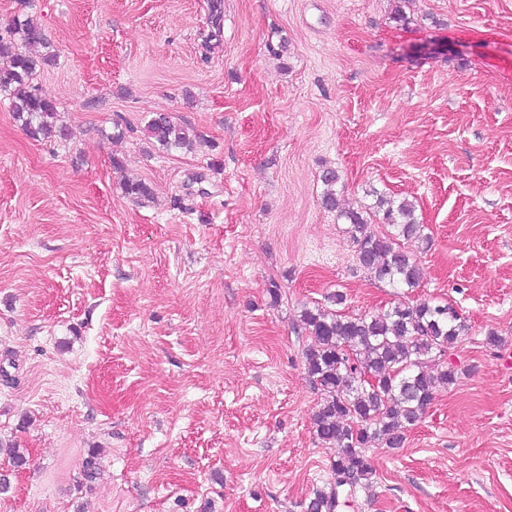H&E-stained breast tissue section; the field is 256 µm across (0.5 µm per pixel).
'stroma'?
<instances>
[{"label":"stroma","mask_w":512,"mask_h":512,"mask_svg":"<svg viewBox=\"0 0 512 512\" xmlns=\"http://www.w3.org/2000/svg\"><path fill=\"white\" fill-rule=\"evenodd\" d=\"M211 4L0 0L55 49L69 129L34 140L0 98V512H305L335 451L300 315L337 291L468 325L457 383L337 512H512V0ZM155 112L197 147L159 150ZM327 168L343 207L414 204L419 288L358 268ZM338 179L339 177L336 170L331 168L323 170L320 176V180L324 186L321 203L324 208L331 211H336L339 208L335 189Z\"/></svg>","instance_id":"obj_1"}]
</instances>
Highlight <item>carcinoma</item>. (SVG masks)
Returning <instances> with one entry per match:
<instances>
[{"label": "carcinoma", "mask_w": 512, "mask_h": 512, "mask_svg": "<svg viewBox=\"0 0 512 512\" xmlns=\"http://www.w3.org/2000/svg\"><path fill=\"white\" fill-rule=\"evenodd\" d=\"M0 58V95L8 99L15 121L34 139H66L56 103L35 84L40 71L58 64V55L33 16L14 17L6 35L0 34ZM145 132L166 152L188 150L196 137L166 113L154 114ZM320 180L323 207L338 211L349 224L357 265L379 281L399 288L419 287L422 269L403 245L428 241L414 206L378 198L374 216L395 230L380 237L369 230L363 213L338 208L336 170H323ZM123 189L139 201L152 196V189L141 181L127 180ZM301 322L312 338L303 353L307 374L323 395L312 416V429L320 442L335 448L333 485L328 492H316L306 512H335L340 494L351 497L375 477L367 448L376 442L401 447L437 388L456 384L458 373L444 357L456 347L467 325L452 305L426 299L355 317L323 307L306 308ZM363 374L375 383L361 380Z\"/></svg>", "instance_id": "obj_1"}]
</instances>
